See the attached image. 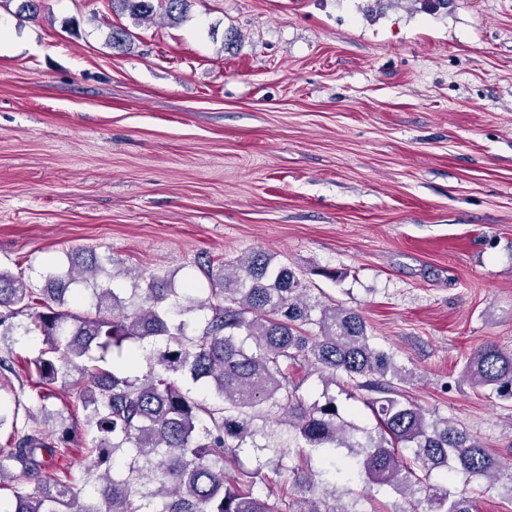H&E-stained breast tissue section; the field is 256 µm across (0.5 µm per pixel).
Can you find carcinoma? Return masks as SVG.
I'll return each mask as SVG.
<instances>
[{"instance_id": "obj_1", "label": "carcinoma", "mask_w": 512, "mask_h": 512, "mask_svg": "<svg viewBox=\"0 0 512 512\" xmlns=\"http://www.w3.org/2000/svg\"><path fill=\"white\" fill-rule=\"evenodd\" d=\"M188 0H109L112 11L149 19L162 10L178 19ZM209 293L178 290L150 276L134 283L133 303L111 288L112 255L86 251L45 286L29 288L0 269V326L5 333L43 337L40 354L25 361L0 349V376L24 370L46 402L60 385L70 391L96 428L86 449L90 466L78 485L62 471L42 475L45 459L75 442L64 422L51 430L18 424L15 400L7 449L0 448V482L12 470L37 481L35 493L14 491L8 512H358L336 487L310 469L317 453L324 474L346 483L388 487L424 512H474L469 497L448 489L455 473L497 480L502 467L486 446L446 418L406 398L409 373L393 353L375 344L355 312L312 302L302 275L256 250L231 264L204 265ZM86 302L79 312L69 299ZM27 313L28 321L11 319ZM154 346L152 365L129 373V343ZM302 367L325 383L342 379L348 398L362 396L375 426L347 420L334 396L308 402L290 370ZM470 384L499 399H512V349L487 344L464 364ZM278 414L292 442L288 480L281 465L266 473L261 461L241 464L246 448H268L257 421ZM131 456L129 477L117 479L111 457ZM434 470L443 482L429 484ZM147 501L135 504L133 494Z\"/></svg>"}]
</instances>
